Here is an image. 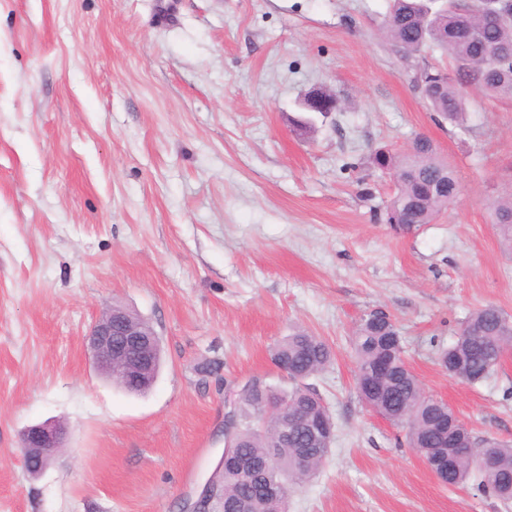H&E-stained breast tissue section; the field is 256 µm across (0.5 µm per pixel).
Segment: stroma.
<instances>
[{"instance_id": "35a3bbf8", "label": "stroma", "mask_w": 512, "mask_h": 512, "mask_svg": "<svg viewBox=\"0 0 512 512\" xmlns=\"http://www.w3.org/2000/svg\"><path fill=\"white\" fill-rule=\"evenodd\" d=\"M391 0H0V512H181L224 448V414L300 326L334 359L308 378L336 425L288 512H512L476 483H439L402 428L356 390L351 337L381 309L429 395L477 437L512 443V351L485 381L438 363L464 317L512 316V252L493 205L512 196V100L467 87V130L437 122L379 34ZM315 86L350 108L309 137ZM432 140L460 186L408 231L378 147ZM153 325L164 357L130 393L91 363L112 307ZM220 360L201 377L199 365ZM68 436L32 477L21 436Z\"/></svg>"}]
</instances>
